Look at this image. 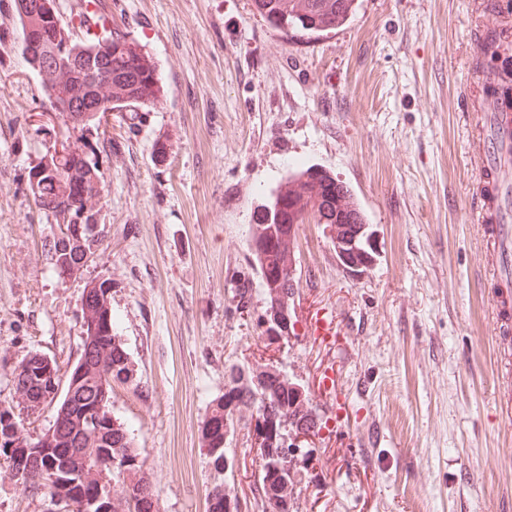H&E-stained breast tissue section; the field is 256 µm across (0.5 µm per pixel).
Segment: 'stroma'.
Here are the masks:
<instances>
[{
  "mask_svg": "<svg viewBox=\"0 0 512 512\" xmlns=\"http://www.w3.org/2000/svg\"><path fill=\"white\" fill-rule=\"evenodd\" d=\"M156 63L162 103L115 111L91 131L55 116L23 58L13 0H0V405L38 437L57 406L17 407L16 364L61 371L82 352L87 284H110L132 364L112 414L160 489V512H205L217 480L202 427L230 365L284 371L321 428L296 512H512V335L490 308L491 262L474 212L472 138L486 112L479 0H357L343 25L282 32L253 0H92ZM64 140L98 163L103 242L78 276L44 244L56 219L30 166ZM345 182L375 233L358 274L320 224L296 230L293 330L269 342L253 226L288 176ZM335 333L316 336V311ZM239 429L231 486L268 512ZM0 464V512H45Z\"/></svg>",
  "mask_w": 512,
  "mask_h": 512,
  "instance_id": "1",
  "label": "stroma"
}]
</instances>
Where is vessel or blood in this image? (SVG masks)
I'll use <instances>...</instances> for the list:
<instances>
[{
    "mask_svg": "<svg viewBox=\"0 0 512 512\" xmlns=\"http://www.w3.org/2000/svg\"><path fill=\"white\" fill-rule=\"evenodd\" d=\"M512 148V108L485 114L474 137L481 177L474 188L476 216L491 253L500 332L512 330V225L507 222V186L500 181V153Z\"/></svg>",
    "mask_w": 512,
    "mask_h": 512,
    "instance_id": "b4317fda",
    "label": "vessel or blood"
}]
</instances>
